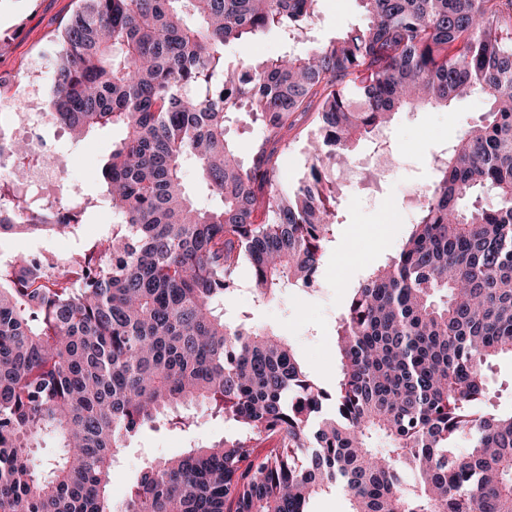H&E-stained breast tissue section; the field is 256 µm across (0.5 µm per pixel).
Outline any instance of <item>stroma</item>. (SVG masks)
<instances>
[{"instance_id":"1","label":"stroma","mask_w":512,"mask_h":512,"mask_svg":"<svg viewBox=\"0 0 512 512\" xmlns=\"http://www.w3.org/2000/svg\"><path fill=\"white\" fill-rule=\"evenodd\" d=\"M78 7V0H0V85L23 80L37 56L51 57L55 36ZM360 0H320L311 36L326 43L338 34L364 26ZM485 110L478 96L460 98L449 108L402 109L378 139L359 142L353 163L362 180L342 184L338 224L323 260L318 282L310 288H284L264 306H255L249 290L250 268L241 266L238 287L224 308L228 315L250 313L254 323L292 346L302 365L322 385L334 386L340 374L335 329L346 298L369 270L385 265L397 253L420 202L416 189L433 178L434 160L477 123ZM48 147L64 152L70 165L59 185L78 184L92 206L73 236L12 235L0 238V255H33L64 261L80 258L102 236L112 232V214L99 204L98 176L122 127L94 130L89 143L70 140L58 124L42 127ZM395 163L385 173L376 169L379 147ZM232 424L203 417L193 431L145 430L134 439L112 469L111 495L119 500L135 482L145 462L178 454L195 443L232 434Z\"/></svg>"}]
</instances>
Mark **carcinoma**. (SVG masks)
Returning <instances> with one entry per match:
<instances>
[{
  "mask_svg": "<svg viewBox=\"0 0 512 512\" xmlns=\"http://www.w3.org/2000/svg\"><path fill=\"white\" fill-rule=\"evenodd\" d=\"M319 0H79L56 37L45 109L73 139L125 129L102 169L112 234L60 269L0 260V512H512V408L487 401L512 357V0H361L369 23L307 35ZM275 29L261 61L225 50ZM480 95L485 112L437 160L397 254L353 289L330 389L290 344L226 318L248 261L253 301L318 279L336 225V169L403 108ZM257 127L247 157L228 127ZM313 116L293 188L281 152ZM14 182L28 147L15 141ZM194 164L215 198L199 207ZM0 194V236L75 233ZM238 432L152 459L128 496L112 468L145 429L191 410ZM381 431L392 446H369ZM45 434L63 455L33 462ZM308 509L311 512H347L349 502L342 493L330 492L312 498Z\"/></svg>",
  "mask_w": 512,
  "mask_h": 512,
  "instance_id": "carcinoma-1",
  "label": "carcinoma"
}]
</instances>
